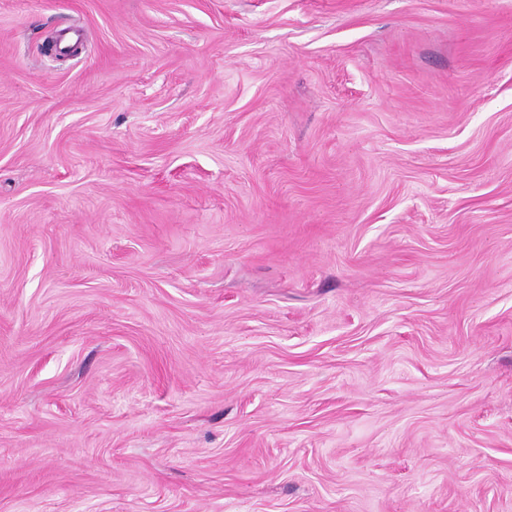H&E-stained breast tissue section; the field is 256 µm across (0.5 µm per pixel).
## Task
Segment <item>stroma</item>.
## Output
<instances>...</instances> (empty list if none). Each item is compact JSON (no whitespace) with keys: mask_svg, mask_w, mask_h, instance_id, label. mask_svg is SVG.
<instances>
[{"mask_svg":"<svg viewBox=\"0 0 512 512\" xmlns=\"http://www.w3.org/2000/svg\"><path fill=\"white\" fill-rule=\"evenodd\" d=\"M0 512H512V0H0Z\"/></svg>","mask_w":512,"mask_h":512,"instance_id":"35a3bbf8","label":"stroma"}]
</instances>
